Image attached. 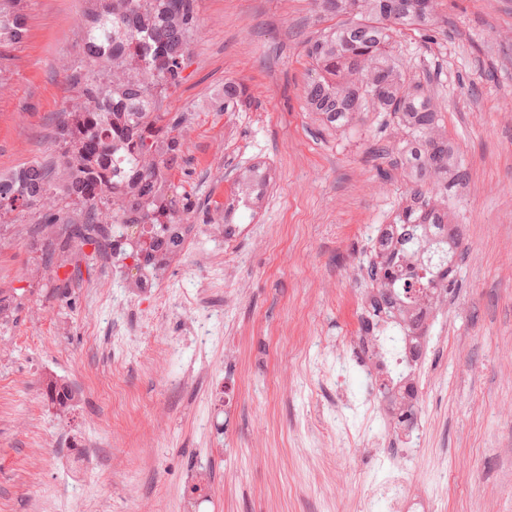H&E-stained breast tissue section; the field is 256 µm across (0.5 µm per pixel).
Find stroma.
Instances as JSON below:
<instances>
[{
    "label": "stroma",
    "mask_w": 512,
    "mask_h": 512,
    "mask_svg": "<svg viewBox=\"0 0 512 512\" xmlns=\"http://www.w3.org/2000/svg\"><path fill=\"white\" fill-rule=\"evenodd\" d=\"M88 0H16L27 37L0 43V172L55 157L82 54ZM180 87L186 115L173 182L204 207L234 200L244 167L271 182L232 242L209 225L161 271L165 302L127 287L111 260L54 298L70 267L43 269L34 214L0 228V512H393L364 507L376 452L406 455L403 512H512V0H437L397 50L443 109L466 177L448 195L461 224L458 286L432 322L412 435L377 415L336 436L332 362L372 388L358 335L366 257L408 186L383 180L395 130L368 113L351 134L305 109L304 47L328 26L314 0H198ZM255 97L224 109V83ZM54 377L78 388L59 413ZM421 447H414V439Z\"/></svg>",
    "instance_id": "stroma-1"
}]
</instances>
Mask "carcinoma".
I'll use <instances>...</instances> for the list:
<instances>
[{
  "instance_id": "carcinoma-1",
  "label": "carcinoma",
  "mask_w": 512,
  "mask_h": 512,
  "mask_svg": "<svg viewBox=\"0 0 512 512\" xmlns=\"http://www.w3.org/2000/svg\"><path fill=\"white\" fill-rule=\"evenodd\" d=\"M82 19L83 54L62 61L74 91L55 126V165L40 161L0 175V225L15 211L38 215L35 233L47 267L74 265L71 277L52 287L66 294L112 248L126 259L146 258L156 272L177 253L179 229L189 214L230 239V210L197 212L179 195L171 171L182 160L185 115L164 108L184 80L199 26L198 0H94ZM340 17L305 46L311 77L304 89L308 111L336 131L354 130L367 112L387 115L398 137L381 147L398 158L394 171L411 184L388 224H381L367 266L371 282L360 339L378 369L375 385L393 429L410 433L420 411L418 365L428 321L456 285L462 233L448 211V191L463 179V164L448 139L442 111L429 85L412 74L396 52L401 27L424 30L435 21V0H322ZM25 19L0 6V43L26 36ZM253 97L236 82L224 84V111H244ZM269 173L251 166L240 176L245 205L258 200ZM68 228L60 237L59 225ZM110 224L133 243L108 245L94 237ZM94 246L88 255L84 248ZM401 332L404 370L386 367L388 327ZM51 403L73 407L77 393L50 379Z\"/></svg>"
}]
</instances>
